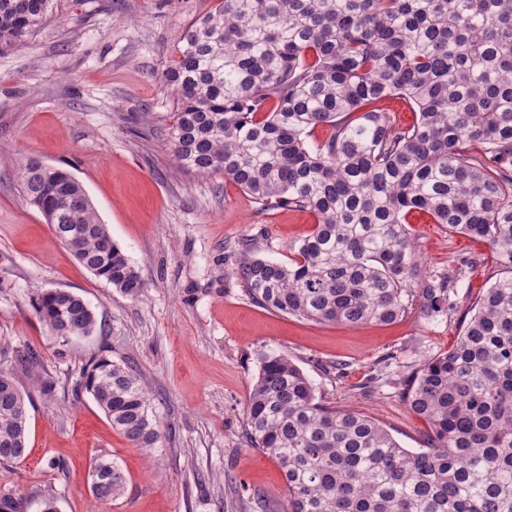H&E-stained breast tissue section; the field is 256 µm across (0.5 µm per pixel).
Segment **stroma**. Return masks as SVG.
Masks as SVG:
<instances>
[{"label": "stroma", "mask_w": 512, "mask_h": 512, "mask_svg": "<svg viewBox=\"0 0 512 512\" xmlns=\"http://www.w3.org/2000/svg\"><path fill=\"white\" fill-rule=\"evenodd\" d=\"M216 0H54L24 47L0 51V370L29 389L10 351L31 348L56 385L29 409L30 453L0 463V493L41 512H286L276 462L248 447L244 407L263 353L288 355L317 396L371 417L399 444L424 446L428 423L402 398L400 379L448 351L483 292L506 268L469 237L413 219L427 276H448V312L413 303L387 325L318 323L249 300L232 270L248 240L260 257L293 259L315 223L295 208L262 210L223 174L177 168L168 150L175 101L163 83L186 26ZM36 158L70 170L113 241L142 273L136 298L78 263L21 190ZM223 265H216V257ZM60 288L90 302L97 329L59 344L29 304L32 289ZM136 367L163 424L148 456L113 430L91 395L73 388L101 352ZM116 462L125 492L93 500L95 459Z\"/></svg>", "instance_id": "obj_1"}]
</instances>
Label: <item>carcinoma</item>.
Returning <instances> with one entry per match:
<instances>
[{
	"label": "carcinoma",
	"instance_id": "1",
	"mask_svg": "<svg viewBox=\"0 0 512 512\" xmlns=\"http://www.w3.org/2000/svg\"><path fill=\"white\" fill-rule=\"evenodd\" d=\"M52 5L0 0V48L23 46ZM164 84L175 99L169 145L179 168L220 172L267 210L316 219L288 265L239 244L234 275L263 308L388 324L405 315L419 283L425 306L445 311L450 281H419L407 228L414 212L486 243L512 270V0H219L186 27ZM387 99L406 102L415 121L391 122L378 108ZM320 125L333 133L313 144ZM21 183L80 264L139 296L140 271L78 179L65 169L51 179L32 158ZM31 303L63 342L96 328L91 306L70 291L38 289ZM11 364L54 397L33 350L13 351ZM402 383L405 404L429 424L418 452L375 420L322 403L288 356H260L247 443L279 464L288 512H512V274L486 289L448 352ZM77 389L133 447H160L133 367L98 356ZM30 404L0 371V461L28 456ZM125 485L116 462H95L96 501L112 502Z\"/></svg>",
	"mask_w": 512,
	"mask_h": 512
}]
</instances>
